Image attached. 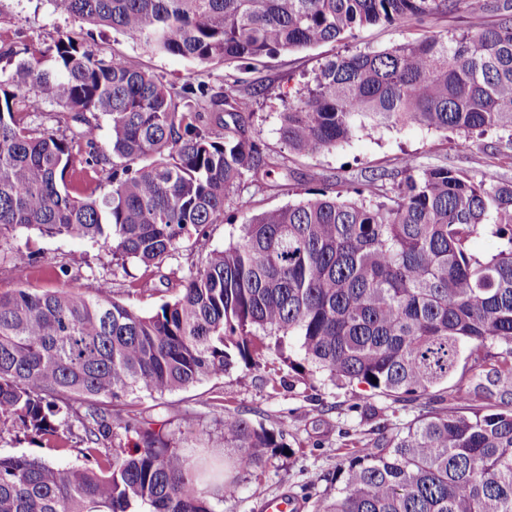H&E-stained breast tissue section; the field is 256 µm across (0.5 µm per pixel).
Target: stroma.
Returning <instances> with one entry per match:
<instances>
[{"mask_svg": "<svg viewBox=\"0 0 512 512\" xmlns=\"http://www.w3.org/2000/svg\"><path fill=\"white\" fill-rule=\"evenodd\" d=\"M487 2L463 0L454 13L431 19L423 29L363 28L347 43L284 51L246 70L219 60L199 66L109 29L93 36L102 54L149 71L168 86L203 81L220 91L233 85L240 94L254 98V112L244 119V135L257 141L264 153L285 156L290 171L286 179L274 173L246 181L242 196L256 213L296 202L299 193L319 188L323 182L397 170L407 160L419 167L448 165L471 174L492 167L490 148H507L512 143L507 133L479 139L412 124L382 128L342 147L309 154L287 152L278 133L280 112L319 66L337 53L381 51L425 30L461 31L469 23L472 5ZM62 33L81 40L89 31L82 21L57 11L52 0H0V41L48 45ZM238 233L235 223L211 225L205 240L196 245L184 243L162 270L147 271L133 261L117 265L111 251L96 243L19 229L0 239V294L22 287L90 294L106 279L114 298L149 314L177 294L182 277L204 263L210 251L223 249ZM19 264L26 267L22 279L15 271ZM130 405L145 417L165 423L177 446L201 469L203 483L210 486L221 482L228 457L219 424L224 412L284 431L290 454L265 470L240 473L235 495L224 500V512H263L264 498L282 494L299 501L302 512H314L317 496L336 490V468L345 446L360 447L393 435L418 413L417 405L397 403L375 392L337 388L322 383L318 375L295 373L276 359L269 360L255 376L234 370L162 397L133 399Z\"/></svg>", "mask_w": 512, "mask_h": 512, "instance_id": "obj_1", "label": "stroma"}]
</instances>
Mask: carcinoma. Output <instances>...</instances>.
Instances as JSON below:
<instances>
[{"label": "carcinoma", "mask_w": 512, "mask_h": 512, "mask_svg": "<svg viewBox=\"0 0 512 512\" xmlns=\"http://www.w3.org/2000/svg\"><path fill=\"white\" fill-rule=\"evenodd\" d=\"M53 2L199 66L246 68L369 26L422 27L463 0ZM489 9L494 24L475 6L459 33L327 60L280 113L281 141L313 153L409 124L512 137V0ZM3 60L14 68L0 74V239L21 228L89 239L158 269L248 209L233 202L247 176L288 177L285 158L244 137L252 101L231 87L173 90L69 36L34 49L0 42ZM45 99L77 124L72 136L24 121L19 109L35 114ZM103 172L108 191L70 193ZM484 232L500 240L490 257L470 247ZM295 354L335 385L420 406L405 430L346 453L336 495L315 512H512V181L407 160L396 175L326 184L246 218L150 315L114 299L106 280L92 296L0 295V440L21 433L82 459L60 468L0 455V512H218L235 480L200 488L172 439L113 408L237 367L249 375L270 357L295 367ZM465 367L468 386L450 385ZM445 385L448 396L435 394ZM221 423L238 471L289 448L282 431L237 413Z\"/></svg>", "instance_id": "cac0c4a2"}]
</instances>
